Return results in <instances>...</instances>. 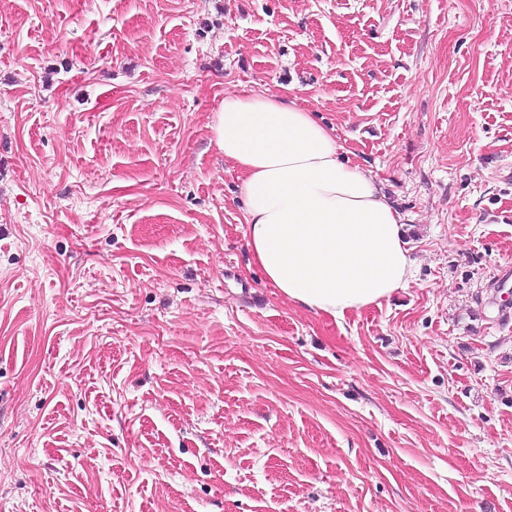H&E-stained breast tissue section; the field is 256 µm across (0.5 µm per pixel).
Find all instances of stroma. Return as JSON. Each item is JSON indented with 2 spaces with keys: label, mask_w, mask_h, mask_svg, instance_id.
<instances>
[{
  "label": "stroma",
  "mask_w": 512,
  "mask_h": 512,
  "mask_svg": "<svg viewBox=\"0 0 512 512\" xmlns=\"http://www.w3.org/2000/svg\"><path fill=\"white\" fill-rule=\"evenodd\" d=\"M260 92L407 215L381 306L254 262ZM0 512H512V0H0Z\"/></svg>",
  "instance_id": "obj_1"
}]
</instances>
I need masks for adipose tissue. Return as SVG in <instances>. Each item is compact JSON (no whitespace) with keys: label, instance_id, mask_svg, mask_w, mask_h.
Segmentation results:
<instances>
[{"label":"adipose tissue","instance_id":"1","mask_svg":"<svg viewBox=\"0 0 512 512\" xmlns=\"http://www.w3.org/2000/svg\"><path fill=\"white\" fill-rule=\"evenodd\" d=\"M212 130L241 173L253 258L288 301L340 320L404 286V215L313 112L290 97L229 94Z\"/></svg>","mask_w":512,"mask_h":512}]
</instances>
